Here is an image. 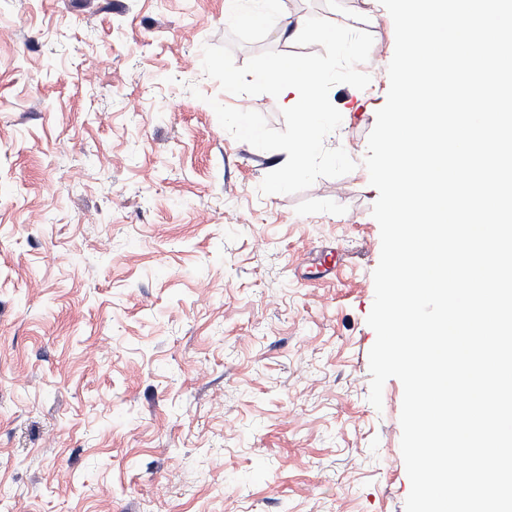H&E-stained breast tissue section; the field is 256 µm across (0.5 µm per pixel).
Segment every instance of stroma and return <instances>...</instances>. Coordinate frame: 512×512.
<instances>
[{"mask_svg":"<svg viewBox=\"0 0 512 512\" xmlns=\"http://www.w3.org/2000/svg\"><path fill=\"white\" fill-rule=\"evenodd\" d=\"M373 37L295 194L201 68L225 0H0V512H405L403 387L368 400L378 198L363 165L394 26L379 0H282Z\"/></svg>","mask_w":512,"mask_h":512,"instance_id":"obj_1","label":"stroma"}]
</instances>
